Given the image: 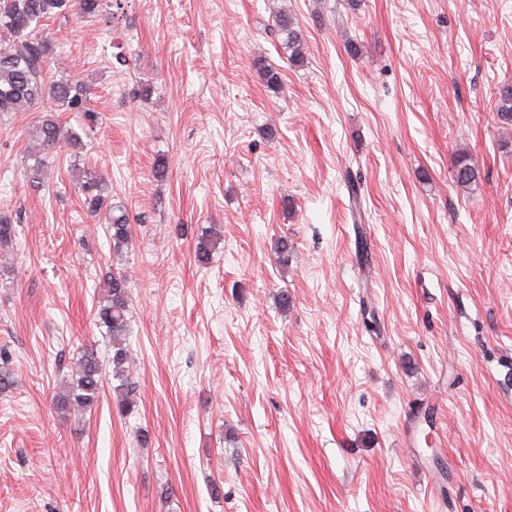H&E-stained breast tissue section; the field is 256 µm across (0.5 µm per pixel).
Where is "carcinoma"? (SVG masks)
Returning <instances> with one entry per match:
<instances>
[{
    "label": "carcinoma",
    "instance_id": "1",
    "mask_svg": "<svg viewBox=\"0 0 512 512\" xmlns=\"http://www.w3.org/2000/svg\"><path fill=\"white\" fill-rule=\"evenodd\" d=\"M121 8V0H0V32L5 39L0 42V114L26 111L38 102L50 97L71 111L84 108L89 93L80 84L55 82L50 79L46 64L45 41L39 37L38 26L52 15L73 8L77 13L96 16L107 8ZM281 31L287 33L288 49L295 63L304 61L303 43L299 32L292 27L288 17L277 20ZM496 110L498 117L512 124V85L506 84L497 92ZM36 137L44 150L48 151L61 141L77 144L80 133L72 127L62 126L50 117L42 120L36 128ZM33 164L28 167V178L40 183L46 167V156L32 155ZM479 177L478 171L466 163V157L457 160L455 180L467 187ZM84 197L83 204L92 212H98L105 200V185L96 176L87 174L80 183ZM108 235L112 250L119 254L129 248L132 231L128 214L109 211ZM219 243L217 233L211 231L200 237L196 259L201 264L209 262L212 252ZM104 294L99 301L96 320L105 328L111 341L113 377L119 381L116 390L122 395L117 403L119 413L131 414L133 402L130 396L133 386L130 377V355L125 345L128 326L129 294L126 275L108 272L103 280ZM102 383V364L96 351L86 348L78 361L75 378L64 395L59 398L61 408L69 411L86 412L98 402Z\"/></svg>",
    "mask_w": 512,
    "mask_h": 512
}]
</instances>
